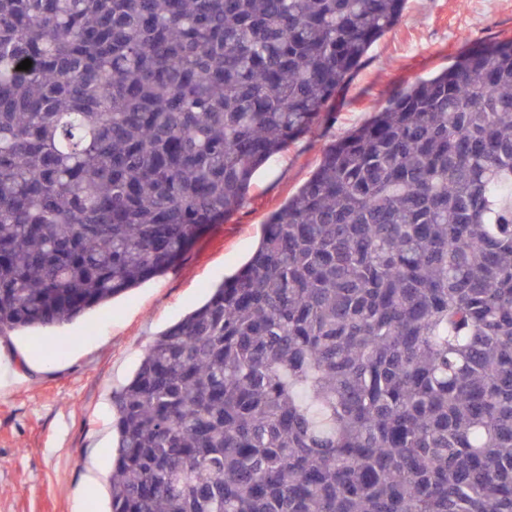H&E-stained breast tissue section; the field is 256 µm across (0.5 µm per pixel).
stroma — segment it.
Here are the masks:
<instances>
[{
    "mask_svg": "<svg viewBox=\"0 0 512 512\" xmlns=\"http://www.w3.org/2000/svg\"><path fill=\"white\" fill-rule=\"evenodd\" d=\"M503 37L512 38V0H407L329 122L264 165L241 207L207 228L174 269L72 323L1 336L0 512H109L112 394L148 343L249 258L266 217L309 179L329 144L367 122L396 89ZM93 473L103 481L92 491Z\"/></svg>",
    "mask_w": 512,
    "mask_h": 512,
    "instance_id": "stroma-1",
    "label": "stroma"
}]
</instances>
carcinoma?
Instances as JSON below:
<instances>
[{"instance_id": "cac0c4a2", "label": "carcinoma", "mask_w": 512, "mask_h": 512, "mask_svg": "<svg viewBox=\"0 0 512 512\" xmlns=\"http://www.w3.org/2000/svg\"><path fill=\"white\" fill-rule=\"evenodd\" d=\"M406 2L0 0V335L175 267ZM113 404L110 512H512V39L333 142Z\"/></svg>"}]
</instances>
